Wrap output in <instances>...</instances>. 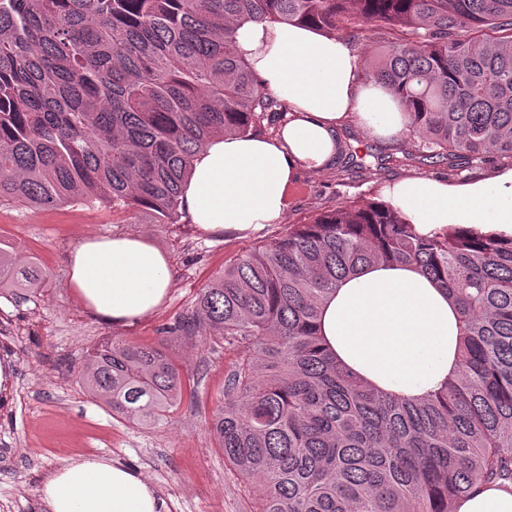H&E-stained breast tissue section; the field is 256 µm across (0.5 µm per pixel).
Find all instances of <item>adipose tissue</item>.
Masks as SVG:
<instances>
[{
	"instance_id": "ef3b65f1",
	"label": "adipose tissue",
	"mask_w": 512,
	"mask_h": 512,
	"mask_svg": "<svg viewBox=\"0 0 512 512\" xmlns=\"http://www.w3.org/2000/svg\"><path fill=\"white\" fill-rule=\"evenodd\" d=\"M235 40L261 87L287 105L288 121L276 137L220 136L194 155L180 209L211 234L279 223L298 170H325L348 121L385 139L398 138L404 125L399 100L363 78L362 59L348 40L277 21L241 23ZM384 195L423 235L460 227L512 237L507 162L460 183L403 178ZM67 260L73 299L106 323L155 313L171 286L168 256L135 237H85ZM319 329L353 373L402 396L437 390L456 367L457 307L435 280L411 267L376 264L347 278L323 304ZM41 502L45 512H168L147 478L105 456L65 458L45 478ZM455 512H512V492L481 487L458 499Z\"/></svg>"
}]
</instances>
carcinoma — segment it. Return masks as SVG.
Returning <instances> with one entry per match:
<instances>
[{"mask_svg":"<svg viewBox=\"0 0 512 512\" xmlns=\"http://www.w3.org/2000/svg\"><path fill=\"white\" fill-rule=\"evenodd\" d=\"M266 19L388 37L363 75L407 111L403 159L455 173L512 161V0H0V203L177 223L191 158L287 112L234 39ZM372 263L413 265L458 305V370L426 397L363 384L321 343L322 303ZM46 279L0 247V294ZM175 330L237 352L210 432L260 512H453L483 484L512 487V238L421 236L388 202H352L237 256ZM79 375L136 426L182 398L161 349L116 337Z\"/></svg>","mask_w":512,"mask_h":512,"instance_id":"carcinoma-1","label":"carcinoma"}]
</instances>
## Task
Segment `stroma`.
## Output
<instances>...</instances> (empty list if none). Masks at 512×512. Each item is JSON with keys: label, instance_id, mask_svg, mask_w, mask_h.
<instances>
[{"label": "stroma", "instance_id": "1", "mask_svg": "<svg viewBox=\"0 0 512 512\" xmlns=\"http://www.w3.org/2000/svg\"><path fill=\"white\" fill-rule=\"evenodd\" d=\"M356 165L335 163L298 172L288 211L278 224L253 233L214 236L188 217L155 224L145 214L110 207L62 204L32 209L0 203V240L49 277L37 297L0 296V358L14 364L0 392V512H40L45 477L66 457L112 458L141 472L166 501L168 512H257L251 482L213 445L211 418L236 358L219 339L161 333L190 312L199 292L237 255L285 233L308 216L350 201L380 200L383 188L407 177L447 176L444 167L393 165L400 144L370 136L357 121L339 132ZM127 233L142 237L171 259L168 299L156 313L128 326L104 323L80 308L67 288V254L84 236ZM163 346L184 383L169 422L137 427L112 417L79 378L85 349L107 337Z\"/></svg>", "mask_w": 512, "mask_h": 512}]
</instances>
